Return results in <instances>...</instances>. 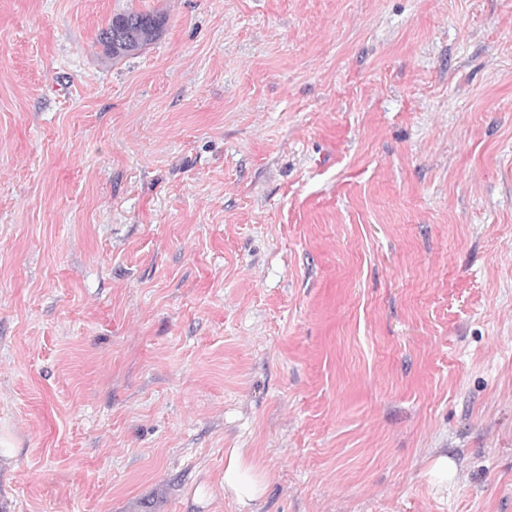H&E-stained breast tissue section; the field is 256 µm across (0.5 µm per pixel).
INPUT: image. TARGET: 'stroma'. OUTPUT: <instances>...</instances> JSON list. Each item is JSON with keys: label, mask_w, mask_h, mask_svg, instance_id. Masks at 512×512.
I'll return each instance as SVG.
<instances>
[{"label": "stroma", "mask_w": 512, "mask_h": 512, "mask_svg": "<svg viewBox=\"0 0 512 512\" xmlns=\"http://www.w3.org/2000/svg\"><path fill=\"white\" fill-rule=\"evenodd\" d=\"M0 439V512H512V0H0ZM164 20L157 13L128 11L116 14L111 23L99 33V42L112 58L138 51L149 44ZM268 475L245 448H228L224 452V492L240 505L259 501L267 487Z\"/></svg>", "instance_id": "35a3bbf8"}]
</instances>
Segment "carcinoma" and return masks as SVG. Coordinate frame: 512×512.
Masks as SVG:
<instances>
[{"mask_svg": "<svg viewBox=\"0 0 512 512\" xmlns=\"http://www.w3.org/2000/svg\"><path fill=\"white\" fill-rule=\"evenodd\" d=\"M162 24V16L156 13H119L100 31L99 42L112 57H123L149 44Z\"/></svg>", "mask_w": 512, "mask_h": 512, "instance_id": "carcinoma-1", "label": "carcinoma"}]
</instances>
